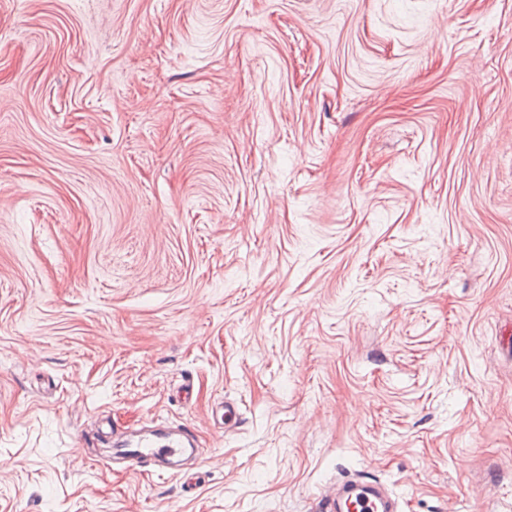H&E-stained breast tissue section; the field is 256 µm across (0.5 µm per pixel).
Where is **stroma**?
<instances>
[{
	"label": "stroma",
	"mask_w": 512,
	"mask_h": 512,
	"mask_svg": "<svg viewBox=\"0 0 512 512\" xmlns=\"http://www.w3.org/2000/svg\"><path fill=\"white\" fill-rule=\"evenodd\" d=\"M355 472L512 512V0H0V512ZM112 448L114 459L127 466H141L149 463L154 467L165 468L170 460L182 453L184 442L176 434L156 437L143 434L136 444H120Z\"/></svg>",
	"instance_id": "35a3bbf8"
}]
</instances>
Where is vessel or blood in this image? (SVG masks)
I'll list each match as a JSON object with an SVG mask.
<instances>
[{
	"instance_id": "obj_1",
	"label": "vessel or blood",
	"mask_w": 512,
	"mask_h": 512,
	"mask_svg": "<svg viewBox=\"0 0 512 512\" xmlns=\"http://www.w3.org/2000/svg\"><path fill=\"white\" fill-rule=\"evenodd\" d=\"M183 449L184 442L176 435L161 438L144 434L137 443L114 449L113 455L117 462L129 466L148 463L163 468ZM398 507L396 497L384 483L366 476L337 482L324 499V512H398Z\"/></svg>"
}]
</instances>
